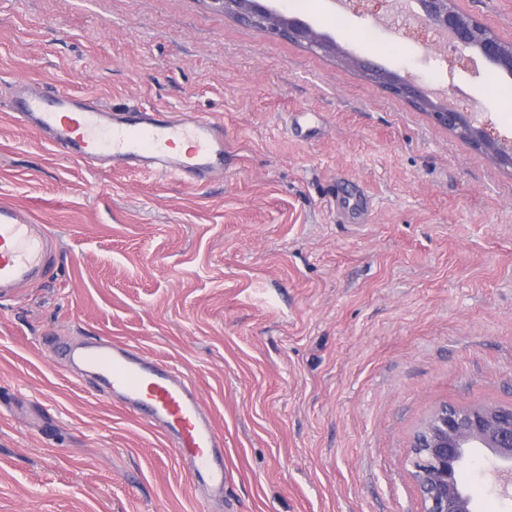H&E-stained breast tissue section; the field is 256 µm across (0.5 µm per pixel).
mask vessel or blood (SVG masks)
<instances>
[{
	"instance_id": "1",
	"label": "vessel or blood",
	"mask_w": 512,
	"mask_h": 512,
	"mask_svg": "<svg viewBox=\"0 0 512 512\" xmlns=\"http://www.w3.org/2000/svg\"><path fill=\"white\" fill-rule=\"evenodd\" d=\"M12 116L57 152L82 164H110L133 172L205 176L224 168V127L206 116L187 120L156 108L118 112L66 90L46 94L22 82ZM46 225L0 205V293L45 278L52 269ZM85 371L97 374L187 461L197 486L224 490L221 436L185 378L120 341L85 347Z\"/></svg>"
}]
</instances>
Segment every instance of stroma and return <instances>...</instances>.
<instances>
[{"mask_svg": "<svg viewBox=\"0 0 512 512\" xmlns=\"http://www.w3.org/2000/svg\"><path fill=\"white\" fill-rule=\"evenodd\" d=\"M512 42V0H457ZM299 14L311 50L207 0H0V203L51 275L0 296V512H421L433 410L512 406V168L369 81L446 88L512 152V77L387 0ZM224 127L192 182L82 166L13 121L16 81ZM117 338L188 378L230 476L198 498L163 436L60 354ZM474 448V512H512Z\"/></svg>", "mask_w": 512, "mask_h": 512, "instance_id": "stroma-1", "label": "stroma"}]
</instances>
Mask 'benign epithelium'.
<instances>
[{"instance_id":"1","label":"benign epithelium","mask_w":512,"mask_h":512,"mask_svg":"<svg viewBox=\"0 0 512 512\" xmlns=\"http://www.w3.org/2000/svg\"><path fill=\"white\" fill-rule=\"evenodd\" d=\"M225 14L283 38L305 43L324 52L337 51L336 44L301 20H291L265 0H209ZM419 21L460 51H476L495 68L512 75V42L495 35L478 18L463 12L456 0H403ZM373 83L412 99L430 111L442 127L488 153L496 142L469 113L448 108L447 97L414 87L380 65H363ZM486 448L512 472V408L505 412L493 407L435 410L415 432L406 464L417 485L422 512H471L470 498L458 485L457 470L469 449Z\"/></svg>"}]
</instances>
